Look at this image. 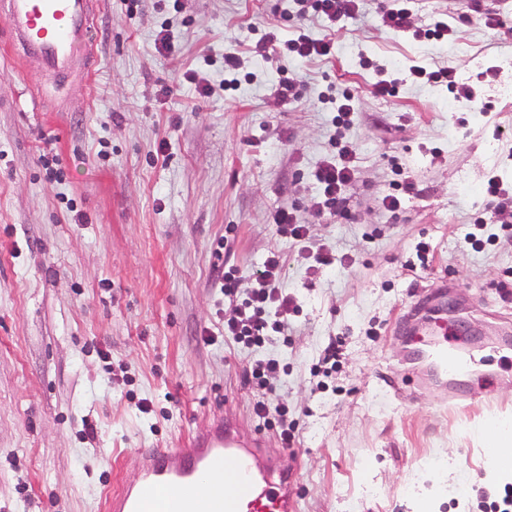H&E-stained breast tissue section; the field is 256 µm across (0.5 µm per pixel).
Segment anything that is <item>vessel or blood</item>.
Returning a JSON list of instances; mask_svg holds the SVG:
<instances>
[{"instance_id":"b4317fda","label":"vessel or blood","mask_w":512,"mask_h":512,"mask_svg":"<svg viewBox=\"0 0 512 512\" xmlns=\"http://www.w3.org/2000/svg\"><path fill=\"white\" fill-rule=\"evenodd\" d=\"M100 0H0L11 21L12 43L36 74L65 80L90 78L93 14ZM431 337L436 371L459 370L463 362L446 344L448 322H424ZM136 478L123 485L108 512H299L295 473L264 442L244 438L227 424L193 439L184 448H141ZM223 472L224 485L203 491L204 479Z\"/></svg>"}]
</instances>
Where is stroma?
Masks as SVG:
<instances>
[{
	"label": "stroma",
	"instance_id": "stroma-1",
	"mask_svg": "<svg viewBox=\"0 0 512 512\" xmlns=\"http://www.w3.org/2000/svg\"><path fill=\"white\" fill-rule=\"evenodd\" d=\"M480 4L499 25L471 0H411L404 31L383 25L381 0L334 24L300 0H101L92 78L61 88L20 67L0 12V512H105L137 449L183 447L219 414L280 450L245 377L267 358L271 403L300 433L301 512H414L422 496L432 512H490L506 478L480 432L512 419V212L483 186L512 188V0ZM438 21L448 40L426 39ZM164 29L174 54L155 49ZM269 31L332 38L336 53H254ZM228 53L241 59L229 93ZM414 65L453 67L471 99L414 80ZM380 78L396 96L373 94ZM287 79L298 98L278 97ZM345 141L357 174L342 220L324 215L315 173ZM406 179L391 216L381 199ZM283 208L310 225L306 246L277 232ZM273 250L295 310L286 338L246 349L224 336L222 272L252 281ZM319 250L334 264L315 267ZM440 287L471 339L453 406L436 401L441 383L400 382L429 366L396 326L420 324ZM335 340V369L313 373ZM484 192L490 204L494 205V209L498 211L512 209V192L511 190L508 192L502 188L497 177H490L487 180L484 186Z\"/></svg>",
	"mask_w": 512,
	"mask_h": 512
}]
</instances>
